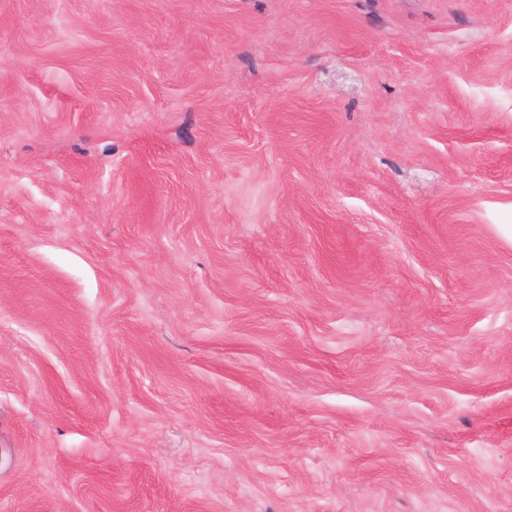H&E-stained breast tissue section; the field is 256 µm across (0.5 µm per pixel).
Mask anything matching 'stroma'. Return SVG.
<instances>
[{
    "label": "stroma",
    "instance_id": "stroma-1",
    "mask_svg": "<svg viewBox=\"0 0 512 512\" xmlns=\"http://www.w3.org/2000/svg\"><path fill=\"white\" fill-rule=\"evenodd\" d=\"M512 0H0V512H512Z\"/></svg>",
    "mask_w": 512,
    "mask_h": 512
}]
</instances>
